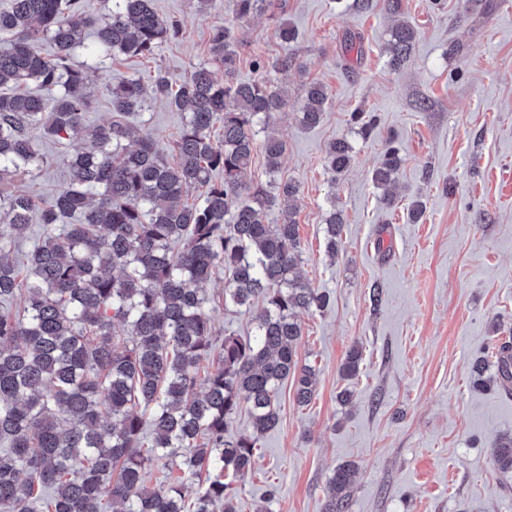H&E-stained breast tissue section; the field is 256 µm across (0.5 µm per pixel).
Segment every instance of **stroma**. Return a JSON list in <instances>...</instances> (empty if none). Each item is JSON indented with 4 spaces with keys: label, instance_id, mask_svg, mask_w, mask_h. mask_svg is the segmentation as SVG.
I'll use <instances>...</instances> for the list:
<instances>
[{
    "label": "stroma",
    "instance_id": "1",
    "mask_svg": "<svg viewBox=\"0 0 512 512\" xmlns=\"http://www.w3.org/2000/svg\"><path fill=\"white\" fill-rule=\"evenodd\" d=\"M155 7L180 23L181 36L153 59L91 72L87 126L111 117L107 83L159 71L178 80L210 63V32L222 22L238 34L239 81L263 76L256 58L296 61L265 75L286 100L273 124L285 152L273 174L255 154L252 178L298 185V272L330 302L299 317L298 357L316 371L314 396L301 406L293 383L281 388L278 426L260 437L253 470L230 486L238 512H323L328 479L346 462L351 512H512V471L490 465L493 445L512 435V397L475 389L472 374L485 357L492 381L491 348L512 342V0H272L243 20L232 0L206 14L197 0ZM283 21L295 32L288 44L277 37ZM402 22L417 37L396 68L387 44ZM311 82L325 86L328 102L321 122L305 128L298 110ZM358 109L377 119L370 138L351 120ZM128 122L172 157L182 112L157 101ZM342 137L353 161L334 177L327 151ZM392 138L403 163L390 209L372 176ZM40 149L52 162L29 188L47 201L66 186L67 170L62 145L44 139ZM416 201L423 213L413 221ZM333 209L344 229L331 251ZM354 347L362 359L346 380L341 366ZM347 386L346 405L338 394Z\"/></svg>",
    "mask_w": 512,
    "mask_h": 512
}]
</instances>
